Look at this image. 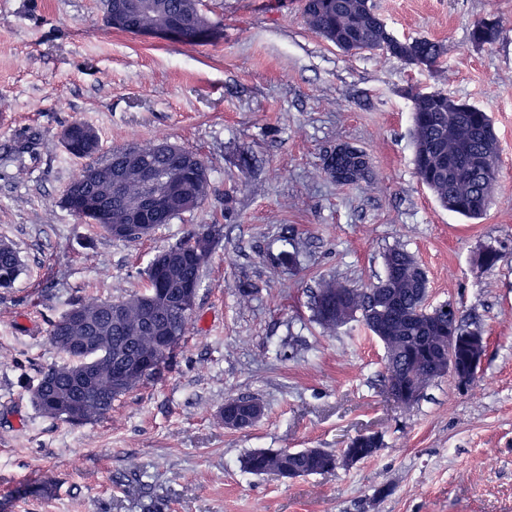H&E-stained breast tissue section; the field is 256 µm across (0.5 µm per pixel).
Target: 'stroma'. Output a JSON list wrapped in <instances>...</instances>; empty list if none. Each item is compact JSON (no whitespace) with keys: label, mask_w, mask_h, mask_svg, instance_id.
I'll list each match as a JSON object with an SVG mask.
<instances>
[{"label":"stroma","mask_w":512,"mask_h":512,"mask_svg":"<svg viewBox=\"0 0 512 512\" xmlns=\"http://www.w3.org/2000/svg\"><path fill=\"white\" fill-rule=\"evenodd\" d=\"M395 37L438 41L436 67L344 54L303 22L299 0H203L200 44L106 26L101 0H0V238L23 272L0 289V512H512V0H374ZM500 17L493 45L471 42ZM487 112L502 171L484 218L443 209L415 173L409 88ZM92 124L100 157L167 141L200 152L211 189L135 242L61 204L80 169L59 133ZM371 159L366 182L323 172L339 144ZM217 224L195 313L162 373L72 426L30 387L64 363L49 341L73 302L147 285L150 260ZM498 266L478 262L486 245ZM401 245L488 347L476 379L444 376L411 407L384 382L383 345L355 319L329 333L310 300L322 280L362 291ZM250 288L240 299L239 286ZM265 407L226 428V400ZM381 440L350 467L287 480L241 468L264 448L339 453Z\"/></svg>","instance_id":"1"}]
</instances>
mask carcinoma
I'll return each instance as SVG.
<instances>
[{
	"mask_svg": "<svg viewBox=\"0 0 512 512\" xmlns=\"http://www.w3.org/2000/svg\"><path fill=\"white\" fill-rule=\"evenodd\" d=\"M150 8L129 13L127 33L144 28H161L183 22L193 28L208 18L201 9V0H149ZM301 14L308 26L334 45L345 39H353L364 51H383L400 59L425 56L431 65H436L443 48L426 38L399 39L390 34L379 22L371 0H301ZM500 19L492 17L489 26L476 23L470 32L471 41L477 46L492 45L500 37ZM414 103L413 120V164L418 177L436 196L439 203L449 211L468 219L482 217L489 206V183L500 175L499 148L486 112L465 101L441 92H426L409 89ZM80 129L89 134L83 143L65 148L72 157L86 160L79 175L67 186L61 204L73 215L77 200L86 194L102 195L101 187L91 178L97 162L92 157L99 151V134L91 125L79 121ZM166 142L131 147L112 152V167L122 172L127 167L129 153L137 161L152 165L163 176L178 175L185 169L184 156L164 150ZM337 168L344 175V183L355 185L365 180L370 172V158L361 149H353L340 156ZM210 189L209 167L184 185L180 198L168 209L155 213L150 218V230L170 223L178 215L196 208L208 195ZM142 197L141 181L129 174L120 192L112 193L108 199L109 216L96 219L87 215L80 220L94 225L114 239L135 241L146 233H139L128 224L127 217L137 210ZM216 229L208 226L185 236L176 244L191 259L171 261L165 267L167 297L158 296L159 283L153 273L154 264L148 267V287L140 294L117 300L98 298L83 299L71 304L52 324L49 332L52 346L60 353L69 354V342L86 336L94 345L82 358L95 370V379L83 392L82 422L106 416L112 410V402L119 396L136 388L146 380L161 373L157 368L147 373L130 377L125 389H112V372L120 363L153 356L155 341L153 326L157 322H172L178 331V340H183L186 327L194 311L180 312L176 301L183 285L189 280L201 279V267L194 256L212 254ZM385 270L391 272L390 286L379 290L367 289L359 293L336 279L321 282L312 298L314 319L328 332L341 327L336 314L327 315L323 307L332 302L341 315L352 320H361L370 331L379 324L387 328L389 335L384 345L387 352L385 382H396L403 389V380H408L418 391L416 400H421L425 390L435 381L431 363L441 338L448 335V316H453L458 329L469 336H481L483 330L463 323L459 311L447 304L428 308L425 305L428 279L425 270L415 256L403 247H393L383 255ZM23 271V264L13 244L0 240V273L16 282ZM78 365L70 361L60 366H51L41 373V378L54 379L55 396L61 403L69 399L71 381L78 372ZM30 399L43 415L65 423H73L63 409L48 411L44 408L41 384L30 389ZM243 408L252 411L244 419L242 428L252 426L264 407L254 398H240ZM336 455L331 452L309 455L297 450L282 455L273 448L261 449L246 455L242 467L252 474L291 471L298 477L324 474L336 469Z\"/></svg>",
	"mask_w": 512,
	"mask_h": 512,
	"instance_id": "obj_1",
	"label": "carcinoma"
}]
</instances>
